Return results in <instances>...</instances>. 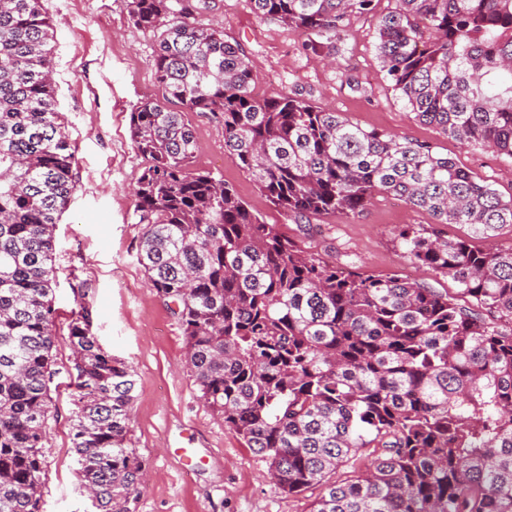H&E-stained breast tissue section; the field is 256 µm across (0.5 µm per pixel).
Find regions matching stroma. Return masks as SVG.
<instances>
[{"label":"stroma","instance_id":"stroma-1","mask_svg":"<svg viewBox=\"0 0 512 512\" xmlns=\"http://www.w3.org/2000/svg\"><path fill=\"white\" fill-rule=\"evenodd\" d=\"M199 14L238 42L255 67L260 97L299 94L313 106L341 113L365 128L429 141L502 195L512 194V159L466 148L415 120L383 71L376 49L379 18L396 0H375L369 14L345 21L342 51H312L307 37L257 16L250 0H212ZM54 28V81L58 110L76 150L78 188L56 236L55 328L58 372L55 417L46 443L43 512H96L77 477L72 449L75 416L67 323L72 309L89 305L92 332L103 348L127 362L136 381L129 445L147 463L136 512H308L317 489L286 496L268 466L198 398L180 323L147 286L138 262L141 227L135 215L137 180L144 162L130 138V114L159 97L150 60L154 40L133 26L126 0H42ZM195 132L196 168L233 186L249 208L289 238L328 261L371 274H398L437 289L453 288L408 257L397 239L405 225L430 226L421 209L378 195L359 213L319 216L310 223L274 210L250 175L224 149V127L212 115H186ZM197 449L202 468L182 470L176 448Z\"/></svg>","mask_w":512,"mask_h":512}]
</instances>
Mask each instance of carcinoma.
<instances>
[{"label":"carcinoma","mask_w":512,"mask_h":512,"mask_svg":"<svg viewBox=\"0 0 512 512\" xmlns=\"http://www.w3.org/2000/svg\"><path fill=\"white\" fill-rule=\"evenodd\" d=\"M378 57L419 122L512 158V0H396ZM256 14L345 40L374 0H251ZM152 33L164 102L130 115L145 162L138 260L177 306L199 399L310 512H512V196L427 142L363 128L281 94L257 97L240 45L200 25L209 0H127ZM53 24L42 0H0V512H43L53 400L56 224L77 189L57 110ZM217 114L224 150L274 208L309 220L354 214L377 194L427 211L404 227L410 258L457 283L345 271L256 215L224 179L194 169L185 112ZM67 324L76 375L72 448L98 512H135L146 476L127 447L135 380L90 329ZM365 448L358 475L334 478Z\"/></svg>","instance_id":"carcinoma-1"}]
</instances>
